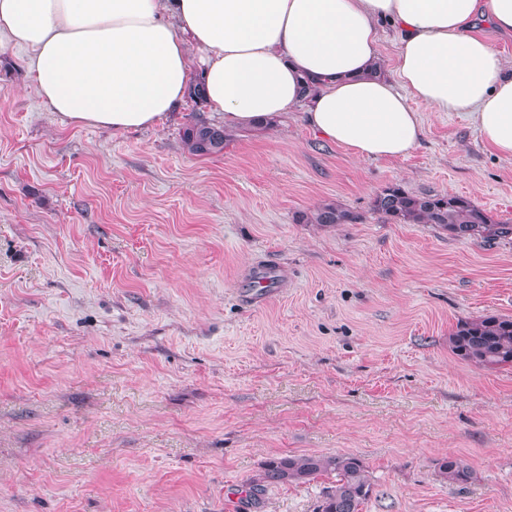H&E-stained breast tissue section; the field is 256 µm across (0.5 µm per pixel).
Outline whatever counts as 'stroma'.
Masks as SVG:
<instances>
[{
	"label": "stroma",
	"instance_id": "35a3bbf8",
	"mask_svg": "<svg viewBox=\"0 0 512 512\" xmlns=\"http://www.w3.org/2000/svg\"><path fill=\"white\" fill-rule=\"evenodd\" d=\"M0 45V512H316L332 474L265 487L270 460L346 455L362 512H512V368L448 348L512 317V239L390 224L383 188L468 197L512 221V160L422 109L397 159H360L291 110L219 155L183 128L70 127ZM335 203L357 224H303ZM287 280L249 307L248 272ZM471 468L464 487L439 466Z\"/></svg>",
	"mask_w": 512,
	"mask_h": 512
}]
</instances>
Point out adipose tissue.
<instances>
[{"mask_svg":"<svg viewBox=\"0 0 512 512\" xmlns=\"http://www.w3.org/2000/svg\"><path fill=\"white\" fill-rule=\"evenodd\" d=\"M480 19L512 33V0H0V41L28 50L43 104L73 126L154 127L199 82L228 127L299 107L356 157L396 159L423 135L421 104L470 117L508 160L512 64Z\"/></svg>","mask_w":512,"mask_h":512,"instance_id":"adipose-tissue-1","label":"adipose tissue"}]
</instances>
